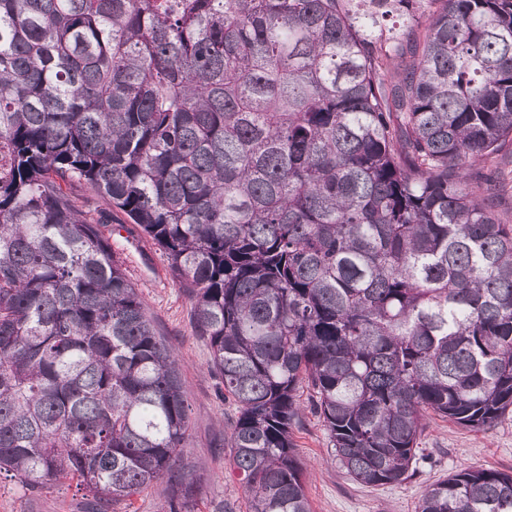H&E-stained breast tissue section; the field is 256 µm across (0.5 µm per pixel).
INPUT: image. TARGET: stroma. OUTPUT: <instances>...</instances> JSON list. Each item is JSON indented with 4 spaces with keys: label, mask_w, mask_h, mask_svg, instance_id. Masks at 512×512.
Returning <instances> with one entry per match:
<instances>
[{
    "label": "stroma",
    "mask_w": 512,
    "mask_h": 512,
    "mask_svg": "<svg viewBox=\"0 0 512 512\" xmlns=\"http://www.w3.org/2000/svg\"><path fill=\"white\" fill-rule=\"evenodd\" d=\"M102 235L115 261L140 294L147 315L181 363L190 404L191 430L179 449L176 468L197 480L195 512H250V504L227 462L229 426L237 415L224 385L210 367V346L195 326L193 304L172 275L162 250L120 211H108ZM312 512H417L418 501L434 481L465 468L512 471V413L487 430H471L428 418L415 471L399 484L367 486L333 458L326 430L312 409L294 429ZM88 498L75 480L35 491L23 490L0 474V512H86Z\"/></svg>",
    "instance_id": "1"
}]
</instances>
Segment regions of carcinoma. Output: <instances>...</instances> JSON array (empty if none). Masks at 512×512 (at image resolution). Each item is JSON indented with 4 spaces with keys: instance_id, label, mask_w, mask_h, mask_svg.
I'll use <instances>...</instances> for the list:
<instances>
[{
    "instance_id": "carcinoma-1",
    "label": "carcinoma",
    "mask_w": 512,
    "mask_h": 512,
    "mask_svg": "<svg viewBox=\"0 0 512 512\" xmlns=\"http://www.w3.org/2000/svg\"><path fill=\"white\" fill-rule=\"evenodd\" d=\"M0 0V471L98 510L169 475L180 364L84 218V185L165 254L238 415L251 512H311L303 388L340 465L401 483L428 415L512 412V224L474 163L512 144V0ZM404 62V72L394 61ZM175 482L169 512H194ZM417 512H512L462 469ZM381 24L382 28L385 31L391 28L393 29V31L398 33L404 32L405 30H409L410 33H413V36L420 38L424 34L425 27L428 24L427 13L423 12V8H420V10H416V12H414L413 15V20L410 29L408 28L410 25L409 21L404 20L395 13L383 18V20H381Z\"/></svg>"
}]
</instances>
